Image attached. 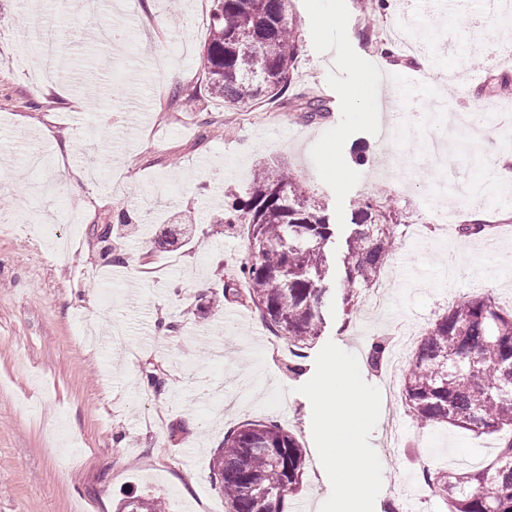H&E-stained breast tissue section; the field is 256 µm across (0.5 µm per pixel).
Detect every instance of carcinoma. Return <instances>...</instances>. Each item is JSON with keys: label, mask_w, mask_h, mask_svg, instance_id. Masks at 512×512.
<instances>
[{"label": "carcinoma", "mask_w": 512, "mask_h": 512, "mask_svg": "<svg viewBox=\"0 0 512 512\" xmlns=\"http://www.w3.org/2000/svg\"><path fill=\"white\" fill-rule=\"evenodd\" d=\"M201 65L209 95L235 106L275 100L310 122L328 114L318 97H288L296 63L293 0H212ZM214 223L244 225L248 255L224 294L252 305L291 348L290 364L324 329L322 283L330 265L325 244L332 224L316 194L285 162L258 164L248 191L224 204ZM397 209L367 196L347 241L345 305L378 277L394 251ZM405 400L425 423L474 432L512 430V310L474 296L448 310L424 334L404 377ZM210 465L228 512H282L300 491L304 451L274 421H248L224 434ZM431 490L453 502L452 512H512V441L485 467L428 476ZM125 512H165L158 497L123 504Z\"/></svg>", "instance_id": "cac0c4a2"}]
</instances>
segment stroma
Masks as SVG:
<instances>
[{
  "instance_id": "obj_1",
  "label": "stroma",
  "mask_w": 512,
  "mask_h": 512,
  "mask_svg": "<svg viewBox=\"0 0 512 512\" xmlns=\"http://www.w3.org/2000/svg\"><path fill=\"white\" fill-rule=\"evenodd\" d=\"M297 70L290 90L328 101L330 115L303 122L288 108L258 103L251 122L212 98L200 56L212 0H116L101 17L123 30L115 49L97 40L62 38L67 77L43 87L13 69L17 43L32 29L60 25L78 0H40L15 12L0 0V512H118L125 501L156 496L167 512H225L209 462L224 434L248 420H274L305 449L303 490L284 512H336L335 481L314 431L310 388L325 359L362 358L379 420L362 447L385 470L369 512L396 496L420 491L418 512H446L443 498L421 491L423 458L436 471H473L496 456L498 435L448 424H425L408 412L402 383L370 347L387 339L393 317L424 334L453 304L479 294L512 308V265L481 253L460 236L470 218L463 190L482 185L494 212L512 216V197L487 180L486 165L512 157V60L491 63L482 51L456 53L471 30L464 13L429 20L436 33L427 58L402 63L382 56L377 42L401 8L388 0L371 13L365 0H294ZM355 40H348L347 30ZM392 75L405 91L379 105L421 113L427 85L453 94L444 74L458 65L460 104L485 105L478 142L458 137L449 154L448 195L436 196V175L419 141H410L412 174L392 163L396 143L381 124L359 119L343 96L356 79L350 58ZM175 80H167V73ZM196 100L174 104V93ZM53 139H44L42 128ZM282 160L315 189L334 234L325 251L330 273L326 324L306 352L300 374L288 370L286 345L271 348L267 326L248 307L223 299L226 274L246 257L243 229L212 218L249 187L261 160ZM337 160L331 170L328 160ZM87 181L70 189L73 173ZM387 193L403 213L399 242L379 279L390 286L385 316L364 323L346 313L347 239L363 196ZM455 212L456 224L435 213ZM130 221L111 242L125 263L111 265L99 239L118 215ZM186 225L177 243L159 248L171 225ZM178 324L161 335L159 323ZM164 382L154 392L145 377ZM399 416L405 446L386 440Z\"/></svg>"
}]
</instances>
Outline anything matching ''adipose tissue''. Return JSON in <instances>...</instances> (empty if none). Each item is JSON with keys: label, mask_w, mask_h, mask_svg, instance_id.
<instances>
[{"label": "adipose tissue", "mask_w": 512, "mask_h": 512, "mask_svg": "<svg viewBox=\"0 0 512 512\" xmlns=\"http://www.w3.org/2000/svg\"><path fill=\"white\" fill-rule=\"evenodd\" d=\"M349 64L357 79L344 90L348 102L368 119L379 120L376 80L360 59H350ZM362 375L359 359L334 355L324 362L312 388L316 425L336 484V512H364L367 494L380 474L377 460L357 445L359 433L377 420L376 401Z\"/></svg>", "instance_id": "ef3b65f1"}]
</instances>
